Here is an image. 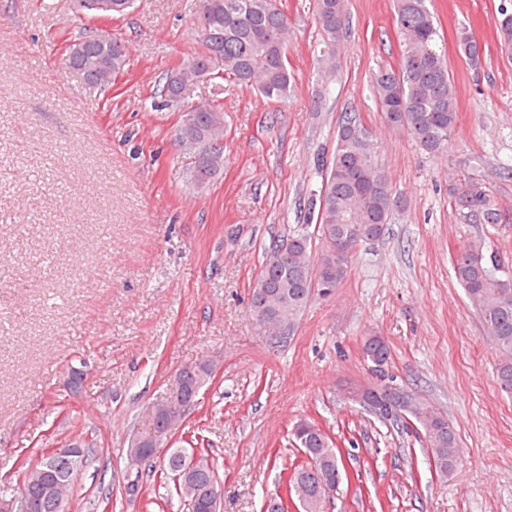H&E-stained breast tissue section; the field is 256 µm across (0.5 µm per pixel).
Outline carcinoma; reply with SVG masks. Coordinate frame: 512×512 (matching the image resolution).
<instances>
[{
  "mask_svg": "<svg viewBox=\"0 0 512 512\" xmlns=\"http://www.w3.org/2000/svg\"><path fill=\"white\" fill-rule=\"evenodd\" d=\"M429 0H393L394 22L400 38L398 65L382 66L372 74L373 93L386 124L406 132L423 152L437 156L448 151L459 113L457 91L448 66L434 45L438 36ZM209 13L208 27L199 35L201 52L196 63L209 72L184 71L182 81L166 75L161 95L166 102L180 107L182 87L202 77L230 79L261 97L286 102L291 90L292 74L288 68V22L276 0H204ZM314 16L323 36L317 58L318 95L327 93L337 70L339 31L345 29V0H314ZM501 52L512 58V10L506 5L498 9L496 22ZM78 53L63 59L64 68L79 70L84 81L104 91L112 87L127 64L128 53L113 42L96 38L81 39L73 44ZM458 48L469 64L481 62L483 48L467 31L458 35ZM202 112L200 126L192 136L199 142L200 152L210 150V141L224 137V112L213 102L198 106ZM324 176L315 198L308 201L309 217L315 219L322 241L319 255L311 254L310 237L291 236L272 246L268 262L258 280L283 285L287 294L269 299L255 285L249 309L258 321L276 329L292 328L306 306L310 292L298 284L311 282L322 295H330L346 279L351 262L328 250L327 236L343 242L351 251L361 243L382 237L394 211L406 207L403 196L394 193L383 170L375 161L370 132L356 117L345 114L337 129L336 148L328 163H320ZM453 205L472 224H499L502 214L498 203L480 179L467 176L448 188ZM503 262L495 255L486 256L479 244L457 249L452 267L467 298L479 311L487 336L498 353L496 379L502 392L512 396V278L499 275ZM366 360L384 366L390 359V348L381 336H366L362 344ZM404 419L398 414L381 412L383 420L401 422L404 429L420 431L429 461L437 475L444 478L456 467L455 448L458 434L448 419L430 405L413 403ZM293 435L299 447L306 449L304 464L281 479L285 496H277L280 512H287L285 499L294 495L304 512H323L324 502L314 497V484L326 480L342 481V458L333 440L316 424L299 421ZM197 442L190 435L182 448L173 449L162 463L147 456L148 473L162 482L173 483L176 495L191 504L189 512H212L207 499V482L217 472L206 449L200 450L197 470L190 479L176 481L188 448ZM81 451L79 461L69 465L41 453L26 470L24 480H46L55 487V499L49 512H65L68 493L72 489L80 465L87 460Z\"/></svg>",
  "mask_w": 512,
  "mask_h": 512,
  "instance_id": "cac0c4a2",
  "label": "carcinoma"
}]
</instances>
